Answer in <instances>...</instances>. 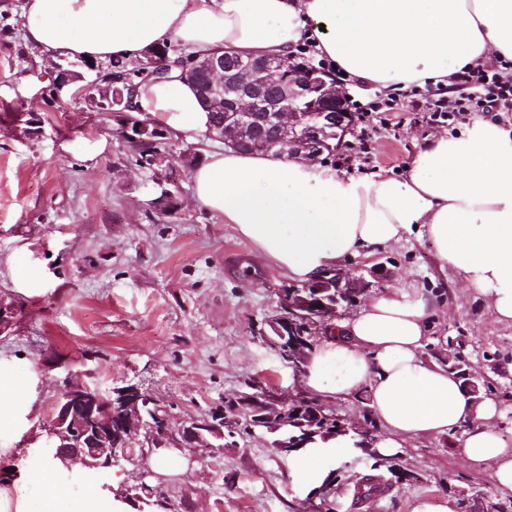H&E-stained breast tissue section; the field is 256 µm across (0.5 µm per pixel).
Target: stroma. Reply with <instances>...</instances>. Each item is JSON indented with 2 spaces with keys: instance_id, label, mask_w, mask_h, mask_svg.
Instances as JSON below:
<instances>
[{
  "instance_id": "obj_1",
  "label": "stroma",
  "mask_w": 512,
  "mask_h": 512,
  "mask_svg": "<svg viewBox=\"0 0 512 512\" xmlns=\"http://www.w3.org/2000/svg\"><path fill=\"white\" fill-rule=\"evenodd\" d=\"M8 0L11 32L0 35V377L13 380L0 397V512L24 500L38 512L44 487L33 473L47 468L45 427L66 377L103 388L139 384L169 404L173 420L208 412L260 380L283 398L301 397L299 378L258 335L293 281L256 258L236 225L211 213L192 194L191 167L176 164L182 189L177 217L152 218L153 185L134 162L112 114L93 112L71 96L47 108L42 96L53 73L28 49ZM417 104L384 112L366 141L351 123L341 146L323 162L350 158L356 176L401 175L422 137L447 132ZM104 150L87 158L89 145ZM376 293L404 282L443 302L431 344L463 328L461 352L494 387L502 411L497 427L512 445V324L497 323L456 272L442 273L434 245L410 236L371 256L345 262ZM271 434H240L222 450L171 452L154 467L173 479V497L194 512H412L429 500L437 512L459 506L476 489L505 500L489 472L455 456V434L405 441L396 461L412 477L397 482L352 441L311 448L306 476L291 456L273 451ZM134 485L130 471L101 474L73 465L63 485L76 507L103 483Z\"/></svg>"
}]
</instances>
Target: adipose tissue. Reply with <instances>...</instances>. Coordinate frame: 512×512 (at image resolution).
I'll return each mask as SVG.
<instances>
[{"instance_id":"ef3b65f1","label":"adipose tissue","mask_w":512,"mask_h":512,"mask_svg":"<svg viewBox=\"0 0 512 512\" xmlns=\"http://www.w3.org/2000/svg\"><path fill=\"white\" fill-rule=\"evenodd\" d=\"M23 37L49 60L134 63L156 44L187 54L284 57L300 44L348 78L383 89L448 86L486 60H512V0H24ZM135 110L171 130L210 135L180 69L140 83ZM194 199L237 225L256 255L311 281L346 260L425 230L443 266L512 323V128L489 119L425 136L406 173L354 178L326 163L227 147L191 173ZM438 315L414 284L372 295L320 340L300 385L317 396L367 392L387 436L457 432L454 451L512 493V447L495 398L464 392L423 351Z\"/></svg>"}]
</instances>
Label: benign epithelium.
<instances>
[{"label":"benign epithelium","mask_w":512,"mask_h":512,"mask_svg":"<svg viewBox=\"0 0 512 512\" xmlns=\"http://www.w3.org/2000/svg\"><path fill=\"white\" fill-rule=\"evenodd\" d=\"M277 60L263 65H245L234 74L221 77L222 61L216 58L195 60L186 71L197 69L213 76L207 83L209 94L227 104L224 126L218 129L216 139L234 148L241 147L252 131L261 126L274 127L269 145L293 158L316 161L326 151L340 146L349 126L351 113L345 111L346 93L338 90L320 71L306 68L294 79L286 82L275 79ZM60 72L57 93L73 92L86 100L92 96L96 83H87L72 89L66 65L57 64ZM171 157L156 153L145 167L154 172L155 180L169 179ZM332 285L320 280L314 287L304 284L284 299L288 314L279 311L268 317V330L262 338L271 347L281 350L288 343V331L295 319H303L307 330L321 327L335 319L343 305L339 294L331 293ZM292 352L286 354L288 365L297 374L308 362L305 347L299 341L291 343ZM120 397L119 415L112 414L114 397ZM319 407L315 416L324 415L327 406L319 399L292 403L281 401L273 391L258 386L253 394L235 406L229 415L220 406L213 411L190 416L180 427L171 425L170 415L159 398L135 384L115 387L103 397L79 379L65 381L56 403L53 421L46 430V447L55 449L56 455L68 463H78L86 469L106 472L115 466L130 464L138 469L140 486L154 477L150 455L166 454L174 449L197 448L209 445L211 437H224V426L237 421L236 414L255 415L260 425L274 435L273 447L281 453L300 449L299 432L315 441L318 432L308 428L302 419L305 407ZM161 512H180L189 509L185 499L175 501L167 492L159 491Z\"/></svg>","instance_id":"7a95c632"}]
</instances>
